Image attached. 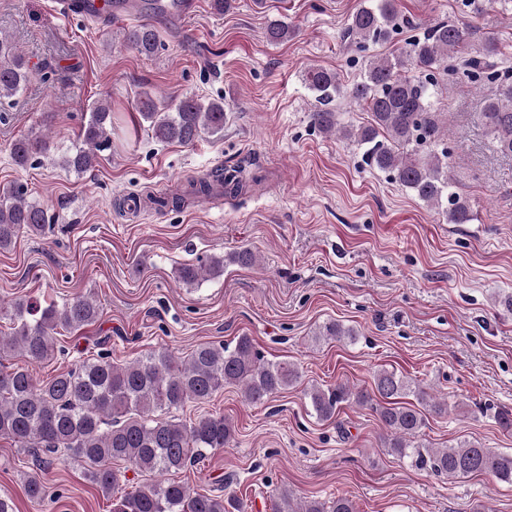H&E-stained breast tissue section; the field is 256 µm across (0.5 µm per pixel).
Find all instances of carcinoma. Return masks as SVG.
Here are the masks:
<instances>
[{
	"instance_id": "1",
	"label": "carcinoma",
	"mask_w": 512,
	"mask_h": 512,
	"mask_svg": "<svg viewBox=\"0 0 512 512\" xmlns=\"http://www.w3.org/2000/svg\"><path fill=\"white\" fill-rule=\"evenodd\" d=\"M402 26L397 0H372L360 6L347 27V38L358 48L388 41ZM292 29L272 20L267 37L288 39ZM469 32L453 23L426 25L420 35L405 42L397 54L367 60L359 79L347 88L339 75L319 66L304 72V81L323 108L311 121L324 132H336L362 152L363 163L388 174L390 180L441 212L450 224L473 220L470 203L448 178V117L434 108L442 84L467 82L482 94L479 119L493 151L512 156V68L504 63L502 47L491 42L467 51ZM122 42L150 56L160 43L149 24L123 30ZM29 79L27 64L17 47L0 36V98L14 96ZM347 95L370 112L368 124L356 129L341 126L328 105ZM137 112L162 141L193 145L205 134L224 133L223 100L205 101L186 96L174 106L145 92ZM112 112L97 107L81 129V145L63 156L62 166L84 173L97 162V152L108 141ZM50 144L22 137L11 145L14 162L24 166ZM244 183L234 174H212L192 180L188 189L170 198L151 197L159 208L178 204L188 196L208 197L217 191L236 195ZM50 228L46 210L28 198L22 184L0 193V249L23 234L41 236ZM224 270V258L210 257L198 266L178 269V279L199 284ZM101 310L92 295L45 307L32 300L0 303V317L9 318L10 332L0 336V356L19 352L34 363L55 354L57 330H77L95 322ZM298 370L288 362H270L247 336L234 346L200 345L180 360L167 350H153L125 364L100 354L82 360L73 369L38 382L22 367L0 365V438L18 447L58 453L81 465L84 478L112 499V512H246V504L230 487L213 495L165 475L180 471L234 439L232 424L221 413L183 420L173 412L189 403L204 402L224 386L240 387L245 401L261 405L297 383ZM413 393L416 403L399 398ZM317 418L328 420L344 403L370 407L386 431L385 447L417 471L461 479L489 475L512 484V451L500 452L465 442L456 447L430 448L416 441L425 425L423 412H448V398L438 399L395 370L381 369L371 390H353L339 382L306 392ZM122 462L149 480L125 488L126 472L112 467ZM27 496L40 501L45 487L40 470L24 473ZM272 512H355L352 501L338 495L328 501L294 502L281 493Z\"/></svg>"
}]
</instances>
